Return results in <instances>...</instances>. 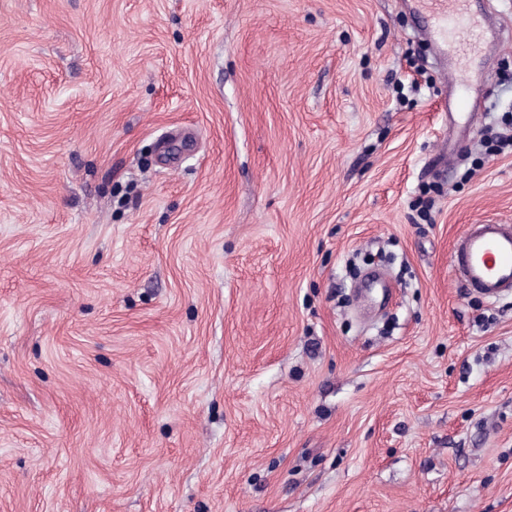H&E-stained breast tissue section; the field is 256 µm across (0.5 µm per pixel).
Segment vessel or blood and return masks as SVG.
<instances>
[{
	"mask_svg": "<svg viewBox=\"0 0 512 512\" xmlns=\"http://www.w3.org/2000/svg\"><path fill=\"white\" fill-rule=\"evenodd\" d=\"M415 13L429 28L440 50L454 48L462 55H481L488 41L484 26L469 11L470 0H411ZM448 99L450 117L457 126L470 120L465 107L471 85L453 81ZM451 266L468 290L489 300L512 295V225L471 224L454 241Z\"/></svg>",
	"mask_w": 512,
	"mask_h": 512,
	"instance_id": "obj_1",
	"label": "vessel or blood"
}]
</instances>
